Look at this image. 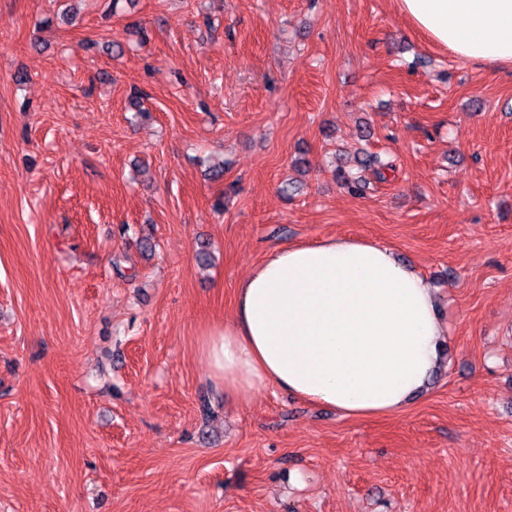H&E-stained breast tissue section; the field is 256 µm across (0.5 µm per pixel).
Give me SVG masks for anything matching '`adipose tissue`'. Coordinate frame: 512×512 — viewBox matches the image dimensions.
Returning a JSON list of instances; mask_svg holds the SVG:
<instances>
[{
  "label": "adipose tissue",
  "mask_w": 512,
  "mask_h": 512,
  "mask_svg": "<svg viewBox=\"0 0 512 512\" xmlns=\"http://www.w3.org/2000/svg\"><path fill=\"white\" fill-rule=\"evenodd\" d=\"M456 58L512 66V0H396ZM236 314L200 352L239 397L288 391L347 417L399 414L439 362L445 326L417 269L390 247L328 237L272 250L240 281Z\"/></svg>",
  "instance_id": "obj_1"
}]
</instances>
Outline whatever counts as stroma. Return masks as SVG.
<instances>
[{
  "instance_id": "35a3bbf8",
  "label": "stroma",
  "mask_w": 512,
  "mask_h": 512,
  "mask_svg": "<svg viewBox=\"0 0 512 512\" xmlns=\"http://www.w3.org/2000/svg\"><path fill=\"white\" fill-rule=\"evenodd\" d=\"M360 147L397 170L354 195ZM331 236L436 292L403 413L241 398L198 351ZM0 512H512V67L394 0H0Z\"/></svg>"
}]
</instances>
